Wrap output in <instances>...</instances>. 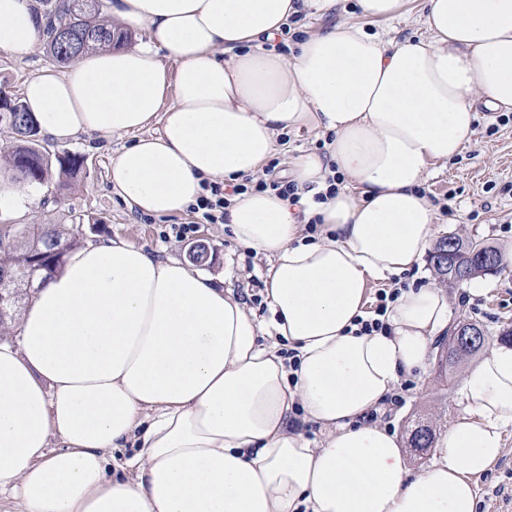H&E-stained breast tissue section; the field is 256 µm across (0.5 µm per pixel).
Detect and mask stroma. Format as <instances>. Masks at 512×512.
<instances>
[{
    "label": "stroma",
    "mask_w": 512,
    "mask_h": 512,
    "mask_svg": "<svg viewBox=\"0 0 512 512\" xmlns=\"http://www.w3.org/2000/svg\"><path fill=\"white\" fill-rule=\"evenodd\" d=\"M424 0H406L403 18L382 24L359 20L357 15L338 11L333 22H361L370 32L387 30L402 39L418 35L416 18ZM50 62L44 47H36L28 57L18 59L0 51V90L20 93L23 85ZM121 140L101 142L82 135L68 142L47 141L51 152L67 151L87 158L80 174L70 178L66 187L51 180L35 186L30 209L17 213L0 209V228L13 224H62L76 239L98 240L121 236L148 252L162 257L187 259L192 246L202 244L208 257L202 270L220 274L225 286L234 288L255 311L267 315L266 305L255 304L264 295L259 273L264 260L254 256L225 237L221 225L209 224L200 215L184 213L156 218L129 212L111 191L107 177L113 150ZM436 212L443 236L465 241H482L496 248L512 244V113L508 110L481 112L473 143L448 163L438 165L420 185ZM451 203V213H444L443 203ZM191 225L187 237H177L175 228ZM481 291L470 295L468 284L444 285L452 323L478 325L488 343L501 341L512 331V266L477 278ZM470 358L452 366H441L431 358L424 372L413 378L403 407L388 410L386 420L396 431L400 443H407L415 420L431 422L436 434H443L463 412L459 389ZM476 512H512V426L504 432L502 456L486 473L473 476Z\"/></svg>",
    "instance_id": "obj_1"
}]
</instances>
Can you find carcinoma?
I'll return each mask as SVG.
<instances>
[{
    "label": "carcinoma",
    "mask_w": 512,
    "mask_h": 512,
    "mask_svg": "<svg viewBox=\"0 0 512 512\" xmlns=\"http://www.w3.org/2000/svg\"><path fill=\"white\" fill-rule=\"evenodd\" d=\"M46 23L43 37L48 58L62 66L82 54L103 50L121 44L126 33H115L112 18L103 14L101 0H41ZM19 111L10 119L0 112V145L5 150L12 180L23 185H42L49 180L52 164L59 173L72 177L82 168V160L69 153H50L43 144L41 131L30 116L22 98H17ZM453 257L444 254V246L437 244L432 262L437 276L444 282H468L494 269L482 255L496 254L498 250L481 242H464L456 237ZM77 245L68 237L62 224H19L12 233V242L0 241V277L6 276L8 291L28 299L25 289L29 279L46 275L62 262L67 251ZM433 436L430 426L417 423L411 430V447L421 450L429 447Z\"/></svg>",
    "instance_id": "1"
}]
</instances>
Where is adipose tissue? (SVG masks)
Returning <instances> with one entry per match:
<instances>
[{
    "instance_id": "adipose-tissue-1",
    "label": "adipose tissue",
    "mask_w": 512,
    "mask_h": 512,
    "mask_svg": "<svg viewBox=\"0 0 512 512\" xmlns=\"http://www.w3.org/2000/svg\"><path fill=\"white\" fill-rule=\"evenodd\" d=\"M339 2L117 0L116 23L148 43L26 83L50 139L131 137L108 179L155 217L185 211L205 182L258 174L283 134L332 139L288 164L299 206L265 190L224 211L232 239L268 259V317L223 280L120 237L71 249L33 288L0 339V496L21 512H475L471 478L512 426V344L467 369L464 413L414 472L395 432L363 417L424 369L448 296L409 286L387 334L354 322L373 283L431 249L438 227L419 186L472 144L476 103L512 109V0H425L417 38L340 23L293 59L263 49L290 18ZM42 24L29 0H0V50L27 57ZM298 414L320 442L294 429Z\"/></svg>"
}]
</instances>
